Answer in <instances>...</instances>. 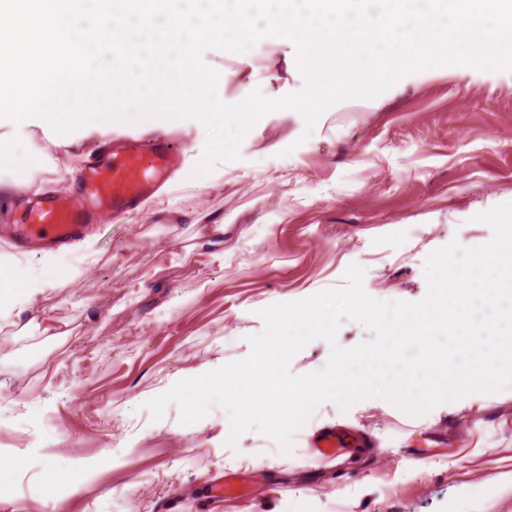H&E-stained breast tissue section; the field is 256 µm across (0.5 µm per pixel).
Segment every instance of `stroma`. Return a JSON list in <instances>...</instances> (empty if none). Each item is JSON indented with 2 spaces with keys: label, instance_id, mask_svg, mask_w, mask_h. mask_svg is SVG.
<instances>
[{
  "label": "stroma",
  "instance_id": "1",
  "mask_svg": "<svg viewBox=\"0 0 512 512\" xmlns=\"http://www.w3.org/2000/svg\"><path fill=\"white\" fill-rule=\"evenodd\" d=\"M203 59L227 104L303 85L286 39ZM128 133L167 139L188 168L206 143L198 120L142 119L78 129L56 149L40 119L0 118L5 150L49 157L0 169V261L45 283L0 309V512H163L174 493L178 512H214L206 494L226 473L244 494L221 512H512V385L418 416L381 398L326 401L286 452L256 429L230 440L219 406L190 425L176 405L157 420L145 407L247 358L259 309L343 287L350 264L373 298L417 302L429 253L489 242L477 214L512 202V70L425 69L334 105L311 130L293 109L270 110L205 186L182 174L68 247L18 248L27 198L77 201L73 170ZM334 428L363 447L318 458L313 438Z\"/></svg>",
  "mask_w": 512,
  "mask_h": 512
}]
</instances>
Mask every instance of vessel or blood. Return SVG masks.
Segmentation results:
<instances>
[{
    "label": "vessel or blood",
    "instance_id": "b4317fda",
    "mask_svg": "<svg viewBox=\"0 0 512 512\" xmlns=\"http://www.w3.org/2000/svg\"><path fill=\"white\" fill-rule=\"evenodd\" d=\"M174 165L169 143L156 141L147 146L134 136L117 139L112 150L87 160L79 177V201L40 197L23 210L16 235L54 247L68 245L98 211L115 213L140 205L164 183Z\"/></svg>",
    "mask_w": 512,
    "mask_h": 512
}]
</instances>
